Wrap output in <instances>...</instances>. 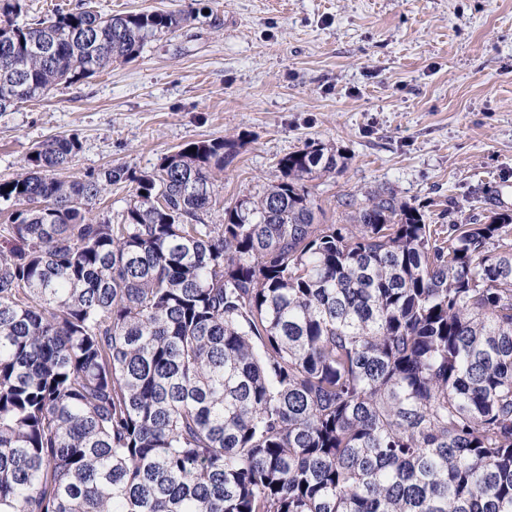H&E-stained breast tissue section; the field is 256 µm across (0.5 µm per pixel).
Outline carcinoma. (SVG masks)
Returning a JSON list of instances; mask_svg holds the SVG:
<instances>
[{
	"label": "carcinoma",
	"instance_id": "carcinoma-1",
	"mask_svg": "<svg viewBox=\"0 0 512 512\" xmlns=\"http://www.w3.org/2000/svg\"><path fill=\"white\" fill-rule=\"evenodd\" d=\"M21 12L0 112L190 19ZM238 148L76 178L51 137L0 182V512H512V215L428 224L381 188L322 224L307 183L344 161L313 141L208 224ZM133 185L129 182L108 186L103 192L101 201L96 204L93 213L98 219H111L112 223L120 222L121 214L131 198Z\"/></svg>",
	"mask_w": 512,
	"mask_h": 512
}]
</instances>
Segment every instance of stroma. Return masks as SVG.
<instances>
[{
    "label": "stroma",
    "mask_w": 512,
    "mask_h": 512,
    "mask_svg": "<svg viewBox=\"0 0 512 512\" xmlns=\"http://www.w3.org/2000/svg\"><path fill=\"white\" fill-rule=\"evenodd\" d=\"M102 14L183 9L142 56L0 112V179L35 144L74 137L69 173L151 171L186 143L243 135L218 176L224 204L277 179L306 142L342 172L308 187L323 223L339 199L387 188L431 224L512 213V0H96Z\"/></svg>",
    "instance_id": "1"
}]
</instances>
